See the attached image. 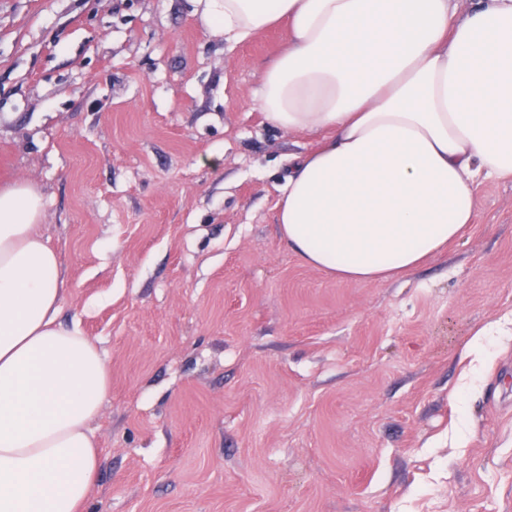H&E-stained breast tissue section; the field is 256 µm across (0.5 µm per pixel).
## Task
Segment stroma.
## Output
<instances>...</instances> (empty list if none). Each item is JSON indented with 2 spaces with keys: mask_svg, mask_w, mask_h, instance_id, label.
Returning a JSON list of instances; mask_svg holds the SVG:
<instances>
[{
  "mask_svg": "<svg viewBox=\"0 0 512 512\" xmlns=\"http://www.w3.org/2000/svg\"><path fill=\"white\" fill-rule=\"evenodd\" d=\"M282 44L192 0H0V186L40 189L59 320L111 372L89 512H512V179L403 279L304 264L276 216L317 139L258 102Z\"/></svg>",
  "mask_w": 512,
  "mask_h": 512,
  "instance_id": "35a3bbf8",
  "label": "stroma"
}]
</instances>
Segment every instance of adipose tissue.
Segmentation results:
<instances>
[{
	"label": "adipose tissue",
	"instance_id": "obj_1",
	"mask_svg": "<svg viewBox=\"0 0 512 512\" xmlns=\"http://www.w3.org/2000/svg\"><path fill=\"white\" fill-rule=\"evenodd\" d=\"M235 45L283 25L266 121L319 135L281 188L280 233L348 282L406 276L457 240L486 179L512 178V0H194ZM31 184L0 189V512H88L110 389L58 321L65 279Z\"/></svg>",
	"mask_w": 512,
	"mask_h": 512
}]
</instances>
